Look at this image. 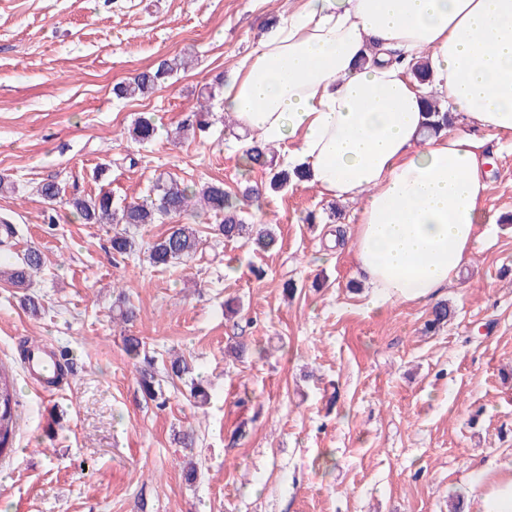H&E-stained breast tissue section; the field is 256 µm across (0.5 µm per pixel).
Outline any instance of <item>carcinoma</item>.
Returning a JSON list of instances; mask_svg holds the SVG:
<instances>
[{
    "mask_svg": "<svg viewBox=\"0 0 512 512\" xmlns=\"http://www.w3.org/2000/svg\"><path fill=\"white\" fill-rule=\"evenodd\" d=\"M184 61L173 58L162 59L154 66L140 72L128 82L113 87L116 97L124 99L143 98L161 87ZM425 112L428 116V129L438 131L448 128L452 121L450 112L444 101L429 97L425 101ZM210 106L199 104L181 122L180 131L204 130L209 126ZM130 139L144 144L156 135V127L151 118L141 116L129 129ZM244 165L271 167L273 160L268 158L267 147L254 143L243 152ZM303 181L305 172L294 169H282L273 174L269 188L280 191L291 183V179ZM65 189L60 183L48 181L41 185L39 195L47 201L65 199V204L85 224H122L124 229L112 235L111 247L114 254L121 257L136 253L135 239L127 233V227H138L145 224H156L168 217H181L189 213L214 218L215 231L227 240L243 238L261 250H267L275 243L271 230L260 228L256 231L244 223L240 215V204L232 195L224 190L221 182H211L193 189L180 180L168 177L157 180L151 187L148 196L140 201L118 203L112 198V192L105 189L93 195L73 194L64 198ZM201 243L197 229L191 224H173L167 232L153 242L147 244L148 262L155 267L167 268L179 261H187L193 257ZM43 255L36 248L27 249L23 257L5 267L0 264V278L5 279L16 288L28 289L33 278L43 267ZM453 316V309L446 302L437 303L432 310V319L428 327L433 328L445 324ZM135 317V311L128 304V298L121 292L113 305V320L124 323ZM139 386L144 395L158 399L155 371L153 363L145 361L138 370ZM16 390L13 380L0 365V454L6 452L13 444L16 433L17 418L15 414Z\"/></svg>",
    "mask_w": 512,
    "mask_h": 512,
    "instance_id": "obj_1",
    "label": "carcinoma"
}]
</instances>
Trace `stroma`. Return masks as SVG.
Instances as JSON below:
<instances>
[{
  "label": "stroma",
  "instance_id": "stroma-1",
  "mask_svg": "<svg viewBox=\"0 0 512 512\" xmlns=\"http://www.w3.org/2000/svg\"><path fill=\"white\" fill-rule=\"evenodd\" d=\"M301 0H0V218L45 264L31 314L0 281V362L17 383V433L0 460V512H449L461 478L512 460V149L493 159L482 199L498 217L438 300L455 310L425 329L433 303L371 311L352 257L360 207L315 186L267 190L268 168L246 169L245 136L224 130V88L273 21ZM191 54L153 94L119 100L115 83L160 59ZM211 95L206 132L172 141L186 112ZM155 139L134 143L140 114ZM222 182L246 223L277 235L269 251L207 235L167 269L145 253L120 257L111 225L85 224L37 189L145 196L157 178ZM126 292L128 325L112 305ZM140 337L162 402L146 398L124 350ZM37 342L71 366L41 390L18 355ZM250 353L234 359L229 345ZM185 356L209 405L166 373ZM194 433L182 447L183 431ZM195 462L194 480L184 467Z\"/></svg>",
  "mask_w": 512,
  "mask_h": 512
}]
</instances>
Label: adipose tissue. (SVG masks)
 Wrapping results in <instances>:
<instances>
[{
	"instance_id": "obj_1",
	"label": "adipose tissue",
	"mask_w": 512,
	"mask_h": 512,
	"mask_svg": "<svg viewBox=\"0 0 512 512\" xmlns=\"http://www.w3.org/2000/svg\"><path fill=\"white\" fill-rule=\"evenodd\" d=\"M432 94L459 124L429 136ZM224 109L254 140L291 143L289 165L322 193L361 200L371 309L431 299L496 223L480 201L491 142L512 135V0H305L243 60ZM464 484L465 512H512L511 462Z\"/></svg>"
}]
</instances>
